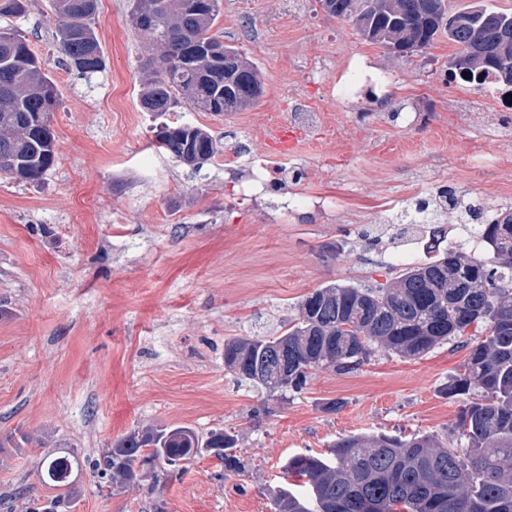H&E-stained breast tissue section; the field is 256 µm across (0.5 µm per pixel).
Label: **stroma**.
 <instances>
[{
	"label": "stroma",
	"mask_w": 512,
	"mask_h": 512,
	"mask_svg": "<svg viewBox=\"0 0 512 512\" xmlns=\"http://www.w3.org/2000/svg\"><path fill=\"white\" fill-rule=\"evenodd\" d=\"M132 6L99 0L106 65L91 76L61 54L51 0L0 15V31L26 39L60 93L55 166L36 183L0 175V488L43 497L39 461L67 447L81 464L68 512H154L160 502L166 512H270L292 455L351 433L450 439L461 403L443 385L465 350L379 353L281 397L237 383L224 341L273 335L315 288L394 280L424 256L419 240L389 234L416 197L448 185L465 201L512 207V107L449 81L447 37L401 57L317 0H222L211 32L257 66L263 95L240 112H146L156 52L132 28ZM357 56L384 77L375 102L336 96ZM296 109L320 122L292 154L277 153L267 133L292 125ZM163 125L206 130L215 156L197 171L176 162L156 142ZM262 154L273 186L241 199ZM365 224L383 228L377 246L358 239ZM153 424L235 433L244 476H225L205 454L154 488L112 493L97 461Z\"/></svg>",
	"instance_id": "stroma-1"
}]
</instances>
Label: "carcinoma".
<instances>
[{"label": "carcinoma", "instance_id": "1", "mask_svg": "<svg viewBox=\"0 0 512 512\" xmlns=\"http://www.w3.org/2000/svg\"><path fill=\"white\" fill-rule=\"evenodd\" d=\"M326 14L350 21L362 38L409 56L441 34L457 47L448 78L479 89L493 83L512 101V13L475 5L458 11L448 0H318ZM55 40L67 64L82 75L105 67L94 29L97 0H52ZM221 0H134L132 27L159 49L162 65L140 103L147 112H169L187 102L204 112H238L262 93L258 69L232 47L203 43ZM59 104L58 90L26 40L0 31V174L37 181L56 163V138L43 124ZM161 146L192 165L215 154L203 129L174 127ZM458 204L445 186L416 200L403 224L425 230L440 216L441 199ZM480 248L450 242L431 256L375 286L336 282L307 293L297 314L276 336H236L224 341V368L269 395L299 393L314 372L359 370L381 351L420 358L439 346L466 350L448 378L446 395L463 401L451 442L431 434L344 435L321 454H297L283 473L295 483L270 492L271 512H512V209L489 213L469 205ZM288 355V371L272 356ZM208 453L224 464V476L246 471L237 436L222 429L205 437L188 426H148L127 432L98 462L108 488L121 492L169 475L182 460ZM73 453L40 461L43 486L66 490L30 498L24 489L0 495L20 512H65L70 507Z\"/></svg>", "mask_w": 512, "mask_h": 512}]
</instances>
